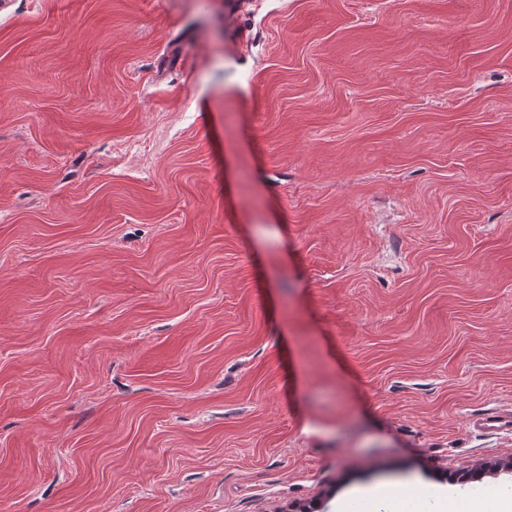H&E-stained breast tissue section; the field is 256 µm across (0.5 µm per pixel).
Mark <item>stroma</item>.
<instances>
[{
	"mask_svg": "<svg viewBox=\"0 0 512 512\" xmlns=\"http://www.w3.org/2000/svg\"><path fill=\"white\" fill-rule=\"evenodd\" d=\"M0 10V512L512 488V0Z\"/></svg>",
	"mask_w": 512,
	"mask_h": 512,
	"instance_id": "stroma-1",
	"label": "stroma"
}]
</instances>
